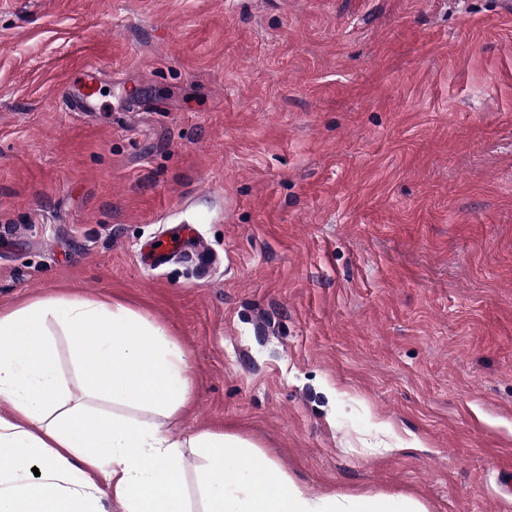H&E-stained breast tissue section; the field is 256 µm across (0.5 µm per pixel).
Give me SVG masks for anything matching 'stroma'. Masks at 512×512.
<instances>
[{
  "label": "stroma",
  "instance_id": "1",
  "mask_svg": "<svg viewBox=\"0 0 512 512\" xmlns=\"http://www.w3.org/2000/svg\"><path fill=\"white\" fill-rule=\"evenodd\" d=\"M84 62L105 91L70 112ZM180 224L207 263L144 265ZM73 295L182 347L172 437L240 435L312 496L512 512V12L0 0V311Z\"/></svg>",
  "mask_w": 512,
  "mask_h": 512
}]
</instances>
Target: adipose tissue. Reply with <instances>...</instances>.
<instances>
[{"instance_id":"adipose-tissue-1","label":"adipose tissue","mask_w":512,"mask_h":512,"mask_svg":"<svg viewBox=\"0 0 512 512\" xmlns=\"http://www.w3.org/2000/svg\"><path fill=\"white\" fill-rule=\"evenodd\" d=\"M71 338L82 382L74 398L46 324ZM191 367L167 331L133 309L72 297L0 312V512H193L181 458H203L221 479L200 512H427L412 498L310 496L258 446L203 430L171 438L192 402ZM111 401V413L94 407Z\"/></svg>"}]
</instances>
